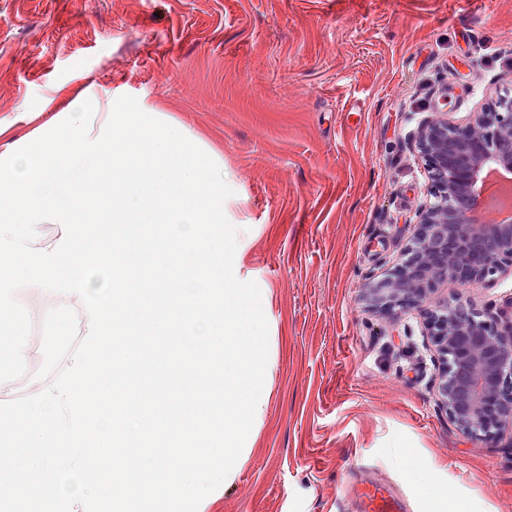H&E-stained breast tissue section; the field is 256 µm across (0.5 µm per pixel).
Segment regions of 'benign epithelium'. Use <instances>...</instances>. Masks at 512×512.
<instances>
[{
	"instance_id": "benign-epithelium-1",
	"label": "benign epithelium",
	"mask_w": 512,
	"mask_h": 512,
	"mask_svg": "<svg viewBox=\"0 0 512 512\" xmlns=\"http://www.w3.org/2000/svg\"><path fill=\"white\" fill-rule=\"evenodd\" d=\"M416 145L429 168L435 202L419 212L415 245L387 277L370 282L364 299L379 312L419 309L446 370L437 400L464 434L512 438V320L482 318L468 301L430 304L455 283L475 288L512 267V215L488 219L475 194L482 170L512 171V99L502 112H474L463 122L435 112L419 128Z\"/></svg>"
}]
</instances>
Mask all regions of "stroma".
Instances as JSON below:
<instances>
[{"mask_svg": "<svg viewBox=\"0 0 512 512\" xmlns=\"http://www.w3.org/2000/svg\"><path fill=\"white\" fill-rule=\"evenodd\" d=\"M0 0V147L74 91L131 95L224 160L234 273L269 328L263 414L211 512H361L391 487L405 512H512V440L461 433L417 311L363 298L433 203L415 147L446 105L464 121L512 98V0ZM468 298L512 305V268Z\"/></svg>", "mask_w": 512, "mask_h": 512, "instance_id": "stroma-1", "label": "stroma"}]
</instances>
